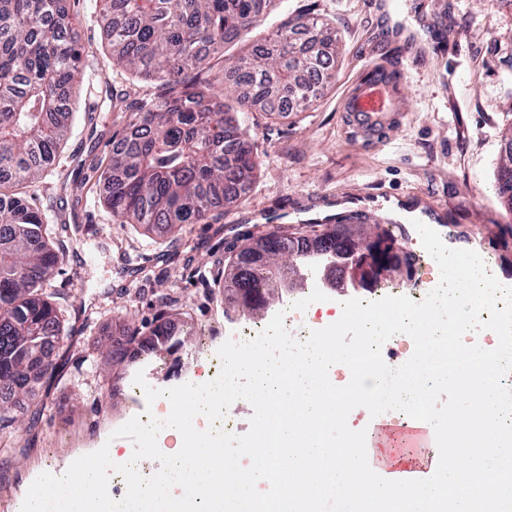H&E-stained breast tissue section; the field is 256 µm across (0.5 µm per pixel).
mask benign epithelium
Here are the masks:
<instances>
[{"label": "benign epithelium", "instance_id": "obj_1", "mask_svg": "<svg viewBox=\"0 0 512 512\" xmlns=\"http://www.w3.org/2000/svg\"><path fill=\"white\" fill-rule=\"evenodd\" d=\"M277 237L276 232L268 233L263 235L256 248L244 247L249 264L256 268L270 265V251L276 248ZM349 238L351 244L346 246V261L336 266V273L329 274L331 278L336 277L354 285L365 284L375 277L380 278L391 272L399 262V247L395 240L371 226L361 223L352 226ZM265 295V290H259L255 286L241 289L233 297L235 309L242 312L252 311L257 307L259 299Z\"/></svg>", "mask_w": 512, "mask_h": 512}]
</instances>
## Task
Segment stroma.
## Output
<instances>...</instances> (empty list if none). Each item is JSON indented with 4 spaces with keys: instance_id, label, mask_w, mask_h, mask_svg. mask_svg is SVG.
Returning <instances> with one entry per match:
<instances>
[{
    "instance_id": "1",
    "label": "stroma",
    "mask_w": 512,
    "mask_h": 512,
    "mask_svg": "<svg viewBox=\"0 0 512 512\" xmlns=\"http://www.w3.org/2000/svg\"><path fill=\"white\" fill-rule=\"evenodd\" d=\"M383 20L374 0H275L259 27L211 61L227 69L252 43L271 37L288 18L327 21L338 33L336 60L319 99L288 116L245 110L238 118L258 153L257 176L218 223L189 224L180 240H160L118 223L87 182L78 203L64 198L77 160L106 155L123 118L105 99L126 90L132 106L155 96V85L130 80L112 65L94 0H72L81 32L83 108L62 144L51 176L29 190L48 223L76 231L50 285L67 299L73 335L61 339L59 384L20 396L13 422L0 434V512H21L43 473L63 472L76 453L101 448L110 423L133 410L129 384L177 387L202 379L224 342L214 322L224 316L218 272L233 242L282 227L323 230L325 216L363 213L368 223L410 225L431 208L440 236L492 257L500 282L512 281V207L496 191L505 135L512 131V0H389ZM456 29L442 48L396 56L387 23ZM396 66L403 118L384 138L362 142L343 120L349 85L368 69ZM93 120H85V110ZM186 320L190 335L145 353L130 348L122 364L107 360L124 325L149 334L161 314Z\"/></svg>"
}]
</instances>
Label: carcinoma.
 <instances>
[{"label":"carcinoma","mask_w":512,"mask_h":512,"mask_svg":"<svg viewBox=\"0 0 512 512\" xmlns=\"http://www.w3.org/2000/svg\"><path fill=\"white\" fill-rule=\"evenodd\" d=\"M267 0H102L100 18L113 65L160 92L130 113L105 157L77 162L112 217L170 238L186 224L224 215L253 181L254 144L237 114L242 108L287 113L309 104L326 78L336 32L301 17L284 22L266 45L238 57L229 73L248 94L230 104L210 77L211 56L262 21ZM80 35L66 0H0V431L19 396L57 377L54 350L64 333L62 303L48 291L63 250V224H49L24 188L45 175L76 111L82 79ZM280 249L298 265L311 255L336 265V250L318 235L285 232ZM244 268L232 255L220 271L232 292ZM176 325L159 315L147 350L171 342Z\"/></svg>","instance_id":"obj_1"}]
</instances>
